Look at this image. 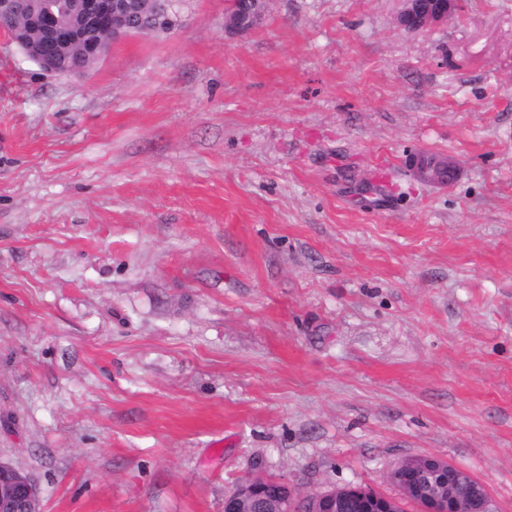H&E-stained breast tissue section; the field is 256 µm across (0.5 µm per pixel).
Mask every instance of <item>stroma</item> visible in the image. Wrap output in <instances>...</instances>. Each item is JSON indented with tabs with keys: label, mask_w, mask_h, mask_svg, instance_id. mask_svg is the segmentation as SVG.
Wrapping results in <instances>:
<instances>
[{
	"label": "stroma",
	"mask_w": 512,
	"mask_h": 512,
	"mask_svg": "<svg viewBox=\"0 0 512 512\" xmlns=\"http://www.w3.org/2000/svg\"><path fill=\"white\" fill-rule=\"evenodd\" d=\"M231 4L83 76L0 31V460L42 512H224L439 455L512 512V0ZM403 9L397 16V25L417 32L448 21L457 11V0H402ZM413 167L420 181L437 186H447L457 176V166L450 159L433 158L430 161L427 155H420L414 159Z\"/></svg>",
	"instance_id": "35a3bbf8"
}]
</instances>
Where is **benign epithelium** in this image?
Here are the masks:
<instances>
[{"label": "benign epithelium", "mask_w": 512, "mask_h": 512, "mask_svg": "<svg viewBox=\"0 0 512 512\" xmlns=\"http://www.w3.org/2000/svg\"><path fill=\"white\" fill-rule=\"evenodd\" d=\"M172 0H155L154 12L132 24L139 11L138 0H68L59 5L51 2L32 14L23 0H0V29L42 71L54 75H71L63 53L79 40L77 27L69 19L84 22L88 36L82 40L83 52L101 58L111 43L132 32L155 34L176 26L172 18ZM458 0H403L397 25L417 32L448 21L457 11ZM39 27L43 38L38 44L26 43L15 33L17 21ZM416 177L428 184L447 186L457 176V166L450 159H429L420 155L413 163ZM399 495L414 501L418 512H474L470 503H478L480 512H491L490 496L485 483L447 458L435 455L404 459L388 473ZM357 512H396L398 499L369 488L343 486L300 499L284 480L251 478L241 482L224 497V512H266L270 500L280 502V512H341L349 499ZM40 512L39 496L33 480L12 465L0 461V512Z\"/></svg>", "instance_id": "7a95c632"}]
</instances>
